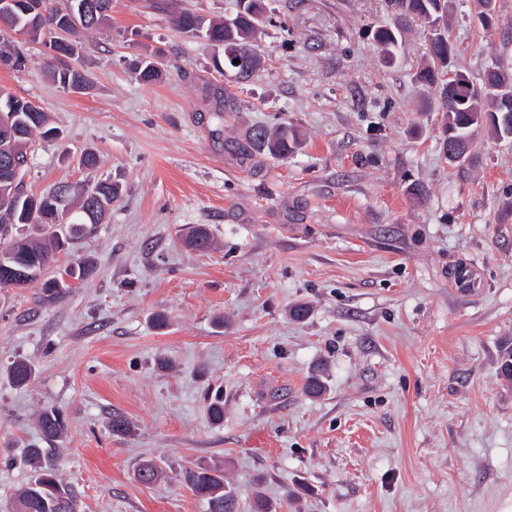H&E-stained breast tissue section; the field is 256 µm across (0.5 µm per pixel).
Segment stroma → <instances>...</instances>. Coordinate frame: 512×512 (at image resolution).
I'll return each instance as SVG.
<instances>
[{
  "label": "stroma",
  "instance_id": "obj_1",
  "mask_svg": "<svg viewBox=\"0 0 512 512\" xmlns=\"http://www.w3.org/2000/svg\"><path fill=\"white\" fill-rule=\"evenodd\" d=\"M262 64L224 75V50L180 33L229 0H112L77 32L81 94L52 83L48 50L0 26V89L36 103L56 136L28 151V192L109 180L102 224L57 254L88 276L54 300L0 288V512L31 478L28 447H51L79 512H208L176 474L217 462L239 500L277 512H504L512 503V140L484 139L467 165L440 148L436 96L418 81L428 27L411 20L394 64L374 29L392 0H265ZM450 0L457 67L480 83L512 66V0L484 29ZM159 57L162 76L136 64ZM296 127L279 160L259 126ZM98 157L94 170L82 153ZM205 226L214 245L185 247ZM475 263L482 286L450 279ZM308 304L306 319L289 310ZM164 313L168 328L153 317ZM35 366L16 385L11 362ZM322 369L325 391L304 386ZM224 420L213 422L214 393ZM67 418L51 444L36 422ZM130 425L113 435V415ZM167 473L137 481L140 460Z\"/></svg>",
  "mask_w": 512,
  "mask_h": 512
}]
</instances>
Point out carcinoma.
Masks as SVG:
<instances>
[{"label":"carcinoma","instance_id":"carcinoma-1","mask_svg":"<svg viewBox=\"0 0 512 512\" xmlns=\"http://www.w3.org/2000/svg\"><path fill=\"white\" fill-rule=\"evenodd\" d=\"M15 2L12 22L16 29L33 36L43 34L48 38L49 48L54 51L52 59L56 61L50 71L52 79L72 92L80 93L88 89L90 80L87 73L69 63L77 55V45L73 40L61 37L55 27L56 19L62 12L81 17L82 7L88 0H66L64 9L47 10L40 24L32 23V15L28 14L32 0ZM472 2L474 16L482 27L498 23L497 0ZM394 5L396 10L393 17L376 30L377 42L382 47L383 58L390 63L395 58L406 19L417 17L428 24V58L418 78L440 97L442 149L446 158L454 163L471 161L477 137L482 132L496 139H512V122L504 118L506 112L512 111V105L505 104L500 96V89L512 88V71L496 66L486 72L479 86L462 71H452L448 0H394ZM175 22L184 33L195 36L201 32L209 41L224 44V49L234 56L252 60L250 69L236 68L239 77L250 76L260 65L253 43L265 22L264 0H233L232 13L222 22H208L204 17L190 12L181 13ZM137 69L140 80L145 84H151L161 76V68L151 59L139 61ZM11 110L22 134L16 144L18 160L26 164L27 145L35 132L45 127L47 118L42 111L32 116L31 101L21 97L14 98ZM252 140L258 149L268 155L284 159L297 147L299 133L286 123L273 130L257 127L253 129ZM65 187L66 184L60 183L42 193L44 205L34 211L26 208L24 198H0V225H47L43 234L11 238L8 245L0 249V268L5 266L20 271L21 279L15 282L14 287L39 282L46 300L56 299L67 292V289L58 287L56 278L46 276L56 252L61 250V243L69 244L84 237L85 225L100 223L108 206L119 196L118 185L93 182L88 185L86 193L98 195L104 205L92 212V219L87 221L84 219L85 196L82 195L74 220L60 225L50 221L48 216L56 206L57 194ZM184 243L198 250H207L212 240L208 229L199 225L188 231ZM33 374L32 364L23 359L13 362L9 368V376L17 385L27 383ZM37 425L45 439L57 441L63 437L66 420L61 411L47 408L38 414ZM26 457L35 477L17 490L13 512H78L76 491L60 478L55 463L47 458L45 449L29 448ZM137 476L144 484H154L164 478V473L157 465L145 462L138 467ZM178 477L196 496L207 502L208 512H239L234 493L224 484L223 467L197 465L183 468Z\"/></svg>","mask_w":512,"mask_h":512}]
</instances>
